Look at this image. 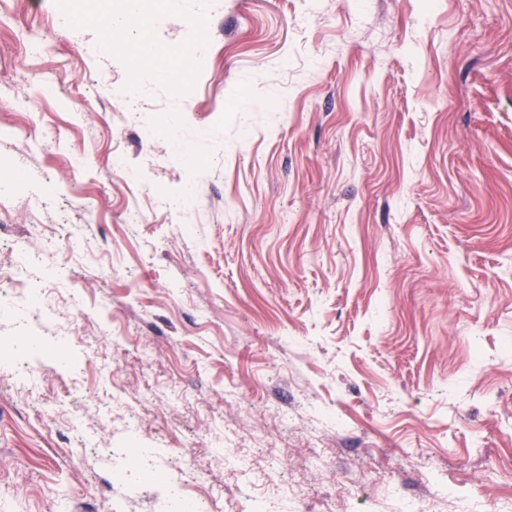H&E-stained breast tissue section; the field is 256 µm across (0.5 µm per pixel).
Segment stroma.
I'll return each instance as SVG.
<instances>
[{
  "mask_svg": "<svg viewBox=\"0 0 512 512\" xmlns=\"http://www.w3.org/2000/svg\"><path fill=\"white\" fill-rule=\"evenodd\" d=\"M56 3L0 0V266L39 249L70 339L41 393L0 372V512H160L113 479L131 416L213 512L228 423L307 512L375 457L512 512V0H188L152 19L159 57L208 47L182 91ZM65 382L76 433L40 408Z\"/></svg>",
  "mask_w": 512,
  "mask_h": 512,
  "instance_id": "obj_1",
  "label": "stroma"
}]
</instances>
